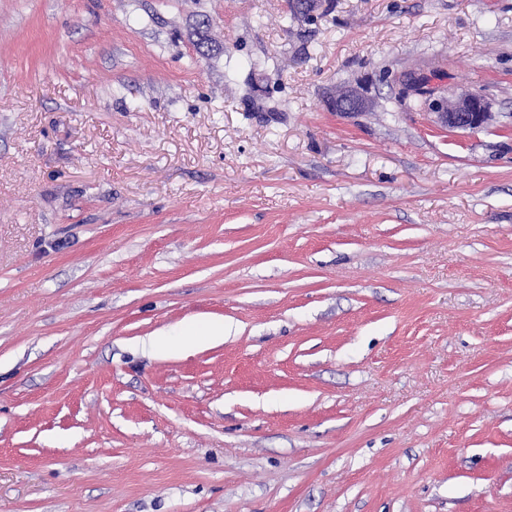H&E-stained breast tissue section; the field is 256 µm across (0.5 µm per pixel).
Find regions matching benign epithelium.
<instances>
[{
  "instance_id": "obj_1",
  "label": "benign epithelium",
  "mask_w": 512,
  "mask_h": 512,
  "mask_svg": "<svg viewBox=\"0 0 512 512\" xmlns=\"http://www.w3.org/2000/svg\"><path fill=\"white\" fill-rule=\"evenodd\" d=\"M403 82L406 90L424 97L427 108L449 128L474 131L482 128L491 116L490 103L478 93L464 91L453 100L436 98L430 78L415 72L404 75ZM370 106L362 84L347 85L331 99V107L338 112H365Z\"/></svg>"
}]
</instances>
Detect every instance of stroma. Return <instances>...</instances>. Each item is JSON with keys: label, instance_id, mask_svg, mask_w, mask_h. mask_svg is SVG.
I'll return each instance as SVG.
<instances>
[{"label": "stroma", "instance_id": "35a3bbf8", "mask_svg": "<svg viewBox=\"0 0 512 512\" xmlns=\"http://www.w3.org/2000/svg\"><path fill=\"white\" fill-rule=\"evenodd\" d=\"M0 512H512V0H0ZM403 82L407 91L424 97L427 108L448 128L474 131L482 128L491 116L490 103L478 93L464 91L453 100L435 98L430 78L415 72L404 75ZM331 107L336 112H365L369 110L371 102L367 96L364 85H346L331 99ZM186 336L195 341L222 342L224 340L223 324H212L201 327L197 321H189L185 325Z\"/></svg>", "mask_w": 512, "mask_h": 512}]
</instances>
